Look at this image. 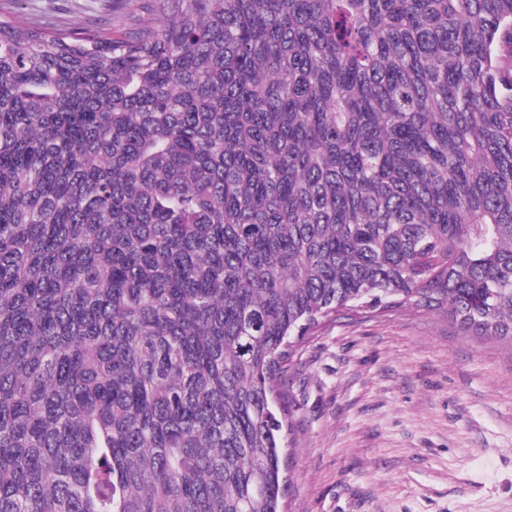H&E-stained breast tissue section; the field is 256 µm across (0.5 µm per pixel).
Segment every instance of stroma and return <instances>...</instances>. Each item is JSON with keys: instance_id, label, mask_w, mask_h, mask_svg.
Masks as SVG:
<instances>
[{"instance_id": "35a3bbf8", "label": "stroma", "mask_w": 512, "mask_h": 512, "mask_svg": "<svg viewBox=\"0 0 512 512\" xmlns=\"http://www.w3.org/2000/svg\"><path fill=\"white\" fill-rule=\"evenodd\" d=\"M76 23L105 0H23ZM283 512H512V343L410 308L323 325L289 364Z\"/></svg>"}]
</instances>
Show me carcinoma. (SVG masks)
I'll return each instance as SVG.
<instances>
[{
	"instance_id": "cac0c4a2",
	"label": "carcinoma",
	"mask_w": 512,
	"mask_h": 512,
	"mask_svg": "<svg viewBox=\"0 0 512 512\" xmlns=\"http://www.w3.org/2000/svg\"><path fill=\"white\" fill-rule=\"evenodd\" d=\"M0 0V512H279L292 340L512 343V0ZM108 3L103 0H24L23 11L28 14L67 18L76 23L85 15L105 13Z\"/></svg>"
}]
</instances>
